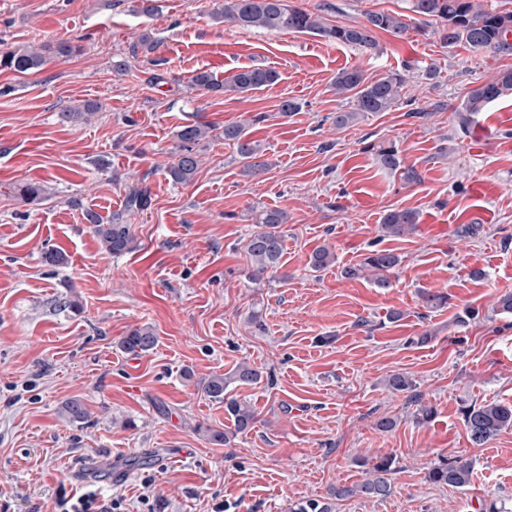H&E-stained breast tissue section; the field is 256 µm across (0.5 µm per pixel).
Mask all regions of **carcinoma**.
Listing matches in <instances>:
<instances>
[{
	"mask_svg": "<svg viewBox=\"0 0 512 512\" xmlns=\"http://www.w3.org/2000/svg\"><path fill=\"white\" fill-rule=\"evenodd\" d=\"M217 23H230L240 29H263L289 33H312L329 41L352 46L362 53L378 50L376 34L384 31L402 38L410 33H426V27L435 26L434 33L444 45L453 47L463 44L478 54L496 57L512 53V11L489 9L483 0H407L406 12H367L364 21L356 25H331L319 12L308 11L288 4V0H222L220 7L211 13ZM82 46L72 40L47 41L37 48H14L0 54V69L19 74L38 72L52 56L72 57L80 54ZM279 74L272 68L243 67L232 75L216 82L209 72L192 77V84L201 89L220 91L224 94H245L275 84ZM407 75L392 72L375 81H369L357 68L338 72L333 87L338 95H348L352 107L336 113L333 124L338 129L354 126L370 114L389 111L405 97ZM512 95V68L501 69L496 76L470 89L453 112L462 127H467L474 115L485 111L502 97ZM97 109L93 102H85L62 113V117L74 122L88 119ZM210 128L201 124L182 127L178 133L182 146L166 168L169 179L175 184L191 183L199 169L198 155L192 145L208 137ZM224 140L232 142L241 163L243 176L254 179L269 169L262 160L259 144L249 138L246 125L224 127ZM376 163L389 171H402L407 182L419 178L417 171L403 166L399 150L393 143L374 144ZM45 187L39 183H24L17 187L18 196L30 203L41 199ZM85 218L93 235L102 247L112 255H120L133 249L134 238L123 216L108 218L87 210ZM254 223L258 224L245 249L250 257L252 271L249 278L259 282L264 274L281 266L284 252V235L281 227L288 223L287 213L281 209L261 208L255 211ZM419 215L410 209L387 211L380 224L383 235L401 238L415 232ZM334 261L326 247L315 250L310 265L316 270L326 268ZM400 257L387 249H373L358 265L347 267L343 274L348 279L371 278L380 288H388L391 282L387 273L398 266ZM157 336L149 326L136 327L122 337L121 350L138 356L154 349ZM261 379L260 372L248 365H241L228 374H214L203 386V393L210 400L224 404V410L233 419L237 431L242 432L254 422L252 408L230 396L232 386L252 385ZM72 422L88 418V411L79 399H72L63 406ZM464 423L472 444L481 446L501 431L512 428V404L490 402L469 406L464 412ZM395 459L390 455L376 458L368 468V476L359 483L342 485L333 491L337 499L357 495L384 499L392 493L391 474ZM429 482L465 488L472 482V466L460 457H445L428 472ZM289 512H333L330 503L318 499L299 500L291 503Z\"/></svg>",
	"mask_w": 512,
	"mask_h": 512,
	"instance_id": "obj_1",
	"label": "carcinoma"
}]
</instances>
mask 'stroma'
<instances>
[{"label": "stroma", "mask_w": 512, "mask_h": 512, "mask_svg": "<svg viewBox=\"0 0 512 512\" xmlns=\"http://www.w3.org/2000/svg\"><path fill=\"white\" fill-rule=\"evenodd\" d=\"M289 2L324 9L333 25L406 5ZM161 5L143 17L132 0H0V49L83 47L36 73L0 70V512H55L88 489L118 512H288L362 481L360 460L381 455L395 458L392 495L338 500L335 512H475L483 500L512 512V429L476 447L463 418L474 404L512 403V314L498 309L512 292V97L465 130L453 111L512 68V53L381 31L378 51L365 54L309 33L215 23L216 0ZM145 30L157 49L132 55ZM248 66L275 69L279 83L241 98L191 84L203 71L221 79ZM430 66L438 78L426 79ZM352 67L370 81L408 74L412 102L336 129L334 114L351 102L331 80ZM286 96L299 112H279ZM88 101L100 105L91 122L63 119ZM192 123L212 131L193 147L194 180L176 185L165 168ZM237 123L270 164L264 180L240 174L224 139ZM383 139L417 181L376 164L368 147ZM24 182L46 187L40 203L15 193ZM140 189L146 206L127 209ZM260 207L285 210L288 222L282 266L258 285L245 244ZM88 209L123 214L134 250L106 252ZM391 209L419 213L415 233L382 236ZM322 246L335 261L316 271L309 257ZM375 247L401 257L390 287L343 277ZM51 249L64 265L44 263ZM426 290L447 294V307L426 309ZM143 325L156 347L124 353L119 340ZM243 363L261 379L235 390L255 411L238 434L202 384ZM394 373L413 390L389 391ZM71 399L88 421L62 414ZM423 406L431 421H421ZM385 417L396 425L382 432ZM215 431L228 442L212 441ZM133 455L150 462L125 468ZM443 456L471 462L470 486L427 481Z\"/></svg>", "instance_id": "stroma-1"}]
</instances>
